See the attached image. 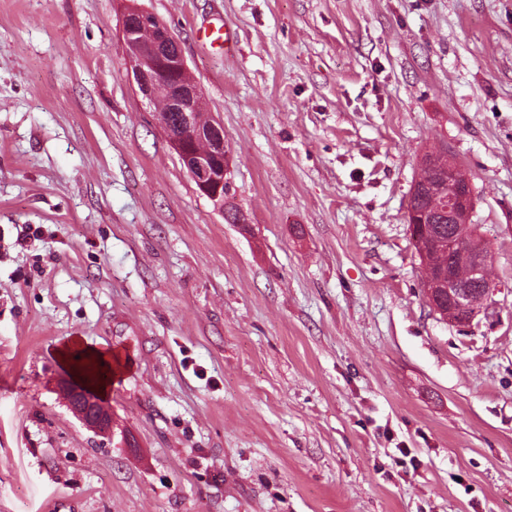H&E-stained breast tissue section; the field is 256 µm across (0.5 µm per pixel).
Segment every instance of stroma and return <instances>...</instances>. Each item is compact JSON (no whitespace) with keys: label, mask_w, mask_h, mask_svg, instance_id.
Masks as SVG:
<instances>
[{"label":"stroma","mask_w":512,"mask_h":512,"mask_svg":"<svg viewBox=\"0 0 512 512\" xmlns=\"http://www.w3.org/2000/svg\"><path fill=\"white\" fill-rule=\"evenodd\" d=\"M131 2L244 223L140 94ZM433 147L490 253L463 330L408 230ZM75 336L116 362L104 435L61 387ZM0 512H512V0H0ZM122 37L140 93L154 105H165L159 120L181 163L199 192L224 213V196L231 185L224 128L219 121L204 118L203 95L190 78L179 43L164 23L135 7L123 15ZM199 141H208L206 153L196 150ZM224 220L241 224L232 208L225 211Z\"/></svg>","instance_id":"stroma-1"}]
</instances>
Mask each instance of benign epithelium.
Here are the masks:
<instances>
[{
	"label": "benign epithelium",
	"mask_w": 512,
	"mask_h": 512,
	"mask_svg": "<svg viewBox=\"0 0 512 512\" xmlns=\"http://www.w3.org/2000/svg\"><path fill=\"white\" fill-rule=\"evenodd\" d=\"M122 37L127 48L131 72L142 96L152 104L163 103L159 120L178 157L194 180L199 192L224 210V196L231 185L228 153L224 146V128L203 116V95L189 75L179 43L167 26L154 15L135 7L122 19ZM208 142L207 152L196 150L197 143ZM457 169L448 168V256L467 249L466 273L457 272L453 262L426 267L425 278L436 288H448V319L460 328L469 326L483 314L473 303L474 296L487 295L493 288L486 274V252L473 247L467 237L473 193L470 179L455 180ZM64 390L69 405L90 430L104 433L111 427L109 407L89 387H74L67 381Z\"/></svg>",
	"instance_id": "1"
}]
</instances>
